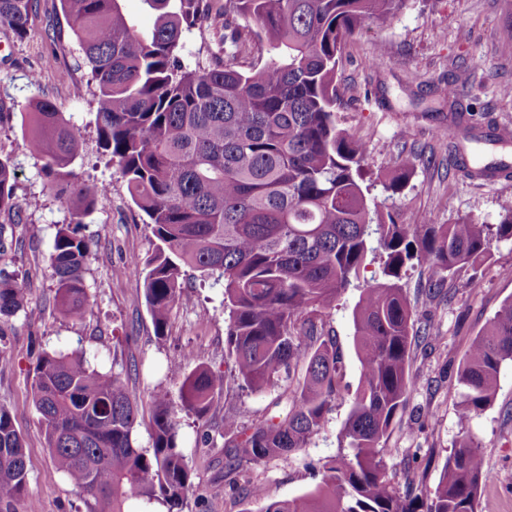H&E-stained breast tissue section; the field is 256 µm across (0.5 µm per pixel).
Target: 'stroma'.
Returning a JSON list of instances; mask_svg holds the SVG:
<instances>
[{
  "mask_svg": "<svg viewBox=\"0 0 512 512\" xmlns=\"http://www.w3.org/2000/svg\"><path fill=\"white\" fill-rule=\"evenodd\" d=\"M508 43L512 0H407L394 19L366 25L346 40L336 74L342 99L336 122L369 147L364 184L379 213L392 214L401 224L423 218L432 224L501 222L500 204L512 198V178L491 185L465 178L435 133L451 85L463 107L512 127V96L503 93L504 86L512 87V54L502 51ZM79 61L59 0H40L25 40H16L0 23V154L10 157L16 172L19 240L0 256V270L18 275L26 285L24 310L0 323V406L10 412L26 445L28 498L38 512H90L94 506L93 499L54 467L34 407L37 358L52 350L83 351L95 368L127 378L138 407L134 438L145 450L152 446L150 395L162 387L179 397L189 372L178 361L182 350L192 351L197 364L225 374L206 417H181L179 443L193 482L181 512H262L263 503L246 494L251 479L264 485L271 500L304 494L319 483L322 462L338 451L361 371L353 348V310L360 285L379 276L381 258H368L356 284L341 293L326 316L344 354L348 388L337 395L321 429L307 448L288 459L250 463L226 478L225 411L236 412L249 427L285 414L287 396L280 388L253 393L229 380L233 359L224 345L223 288L196 271H186L182 279V298L172 310L166 336H155L142 289L143 260L153 251V237L120 174L99 153L91 90L84 71L77 68ZM66 67L73 71L72 80L58 81V72ZM34 72L41 74L43 91L58 111L84 132L85 150L74 166L77 179L90 187L110 186L84 219V233L95 241V256L85 275L93 305L80 321L56 310L49 268L56 229L72 216L45 190L41 164L23 146L20 106L33 93L28 77ZM405 163L412 168L405 187L387 191L390 174ZM474 275L481 278L480 287H470ZM426 277L424 268L415 265L401 281L415 320L428 324L435 339L411 345L416 384L385 455L393 487L414 497L435 486L460 439V361L512 298V241L495 243L491 257L478 269L464 268L448 279L445 296L429 300L421 295ZM469 428L488 472L477 512H512V485L498 479L512 471L511 363L501 369L495 399L474 416Z\"/></svg>",
  "mask_w": 512,
  "mask_h": 512,
  "instance_id": "obj_1",
  "label": "stroma"
}]
</instances>
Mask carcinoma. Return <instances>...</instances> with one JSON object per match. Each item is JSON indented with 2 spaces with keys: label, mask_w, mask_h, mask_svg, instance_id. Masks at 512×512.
Listing matches in <instances>:
<instances>
[{
  "label": "carcinoma",
  "mask_w": 512,
  "mask_h": 512,
  "mask_svg": "<svg viewBox=\"0 0 512 512\" xmlns=\"http://www.w3.org/2000/svg\"><path fill=\"white\" fill-rule=\"evenodd\" d=\"M38 0H0V22L22 41ZM122 0H60L92 88L97 144L116 166L155 238L145 260L144 296L155 335L165 336L189 268L223 282L225 346L234 379L254 392L296 383L288 412L247 432L224 414L229 471L245 463L286 459L307 447L342 388L343 356L324 320L358 278L368 256L385 254L380 278L364 286L353 311V346L361 376L339 451L322 464L314 489L273 501L264 512H476L488 478L480 445L462 430L437 484L425 497L402 496L390 484L384 455L402 422L415 380L412 340L435 339L415 327L401 285L405 268L423 266L421 292L434 299L448 278L476 267L494 243L512 239V201L500 224H400L372 214L363 189L364 142L336 124V70L344 41L363 25L387 21L406 0H143L152 30L129 24ZM209 29L204 60L190 66L187 34ZM269 55L247 58L249 45ZM37 93L20 105L26 150L42 161L46 189L71 213L57 228L50 255L55 305L80 320L91 305L85 274L93 240L83 217L107 192L76 180L83 133ZM443 140L475 146L494 138L448 89ZM472 179L509 169L501 160L453 145ZM16 173L0 156V215L15 208ZM26 303L24 282L0 271V320ZM181 407L203 418L224 375L194 364ZM512 363V300L503 303L465 352L458 372L466 424L489 405L501 368ZM152 453L133 439L138 409L126 378L103 373L83 354L45 352L35 367L33 402L55 467L88 494L98 512H127L133 497L162 499L170 509L193 490L177 448L179 423L170 394H151ZM23 441L0 407V512H34L27 497Z\"/></svg>",
  "instance_id": "1"
}]
</instances>
